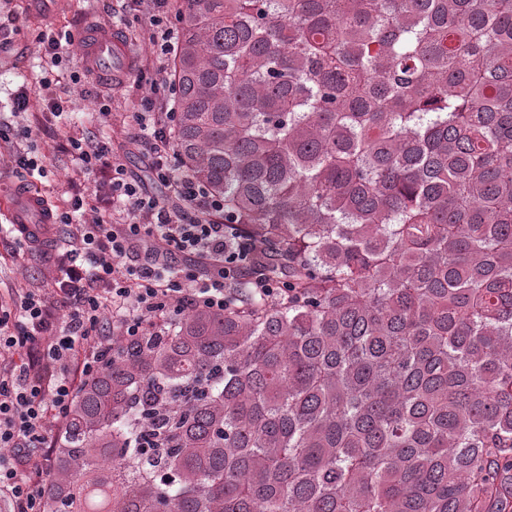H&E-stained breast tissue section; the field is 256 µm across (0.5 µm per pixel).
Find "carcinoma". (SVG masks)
Segmentation results:
<instances>
[{
	"label": "carcinoma",
	"instance_id": "carcinoma-1",
	"mask_svg": "<svg viewBox=\"0 0 512 512\" xmlns=\"http://www.w3.org/2000/svg\"><path fill=\"white\" fill-rule=\"evenodd\" d=\"M177 13L178 166L252 252L83 384L43 512H512V0Z\"/></svg>",
	"mask_w": 512,
	"mask_h": 512
}]
</instances>
